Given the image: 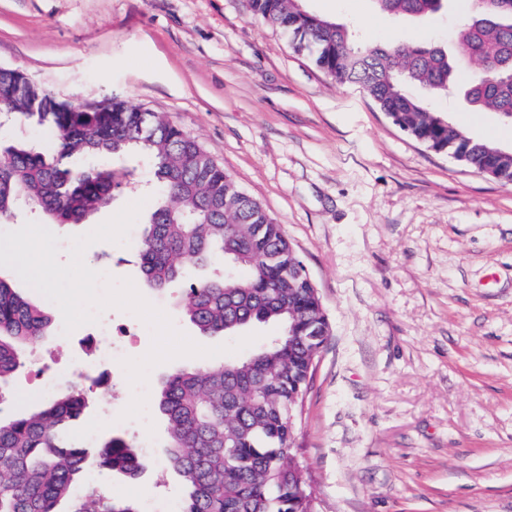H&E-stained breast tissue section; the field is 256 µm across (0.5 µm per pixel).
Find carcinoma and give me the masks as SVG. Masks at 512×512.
I'll return each instance as SVG.
<instances>
[{"mask_svg":"<svg viewBox=\"0 0 512 512\" xmlns=\"http://www.w3.org/2000/svg\"><path fill=\"white\" fill-rule=\"evenodd\" d=\"M397 16H434L447 0H374ZM456 29L455 54L433 43H355L349 28L306 10L303 0H249L251 12L288 36L336 83L370 96L403 130L429 148L512 185V150L475 139L432 109L417 89L462 91L475 110L512 120V0H474ZM479 66L466 84L458 60ZM7 123L52 130L55 152L16 140L0 159V222L20 202L51 224H81L122 189L127 172L76 166L130 152L153 169L159 203L139 243L148 288H164L188 267L219 258L236 269L190 284L185 317L205 336L232 335L254 324L280 332L247 356L169 375L158 395L167 421L166 453L182 477L181 512H310L308 474L291 459L296 417L315 351L329 334L315 285L280 225L183 129L158 112L114 101L102 112H71L66 103L0 68V109ZM51 319L0 277V385L24 363L26 345L48 335ZM87 408L77 390L0 424V512H140L130 500L75 495L90 466L133 481L144 469L138 448L122 438L87 446L66 438Z\"/></svg>","mask_w":512,"mask_h":512,"instance_id":"obj_1","label":"carcinoma"}]
</instances>
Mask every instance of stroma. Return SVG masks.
<instances>
[{
    "mask_svg": "<svg viewBox=\"0 0 512 512\" xmlns=\"http://www.w3.org/2000/svg\"><path fill=\"white\" fill-rule=\"evenodd\" d=\"M310 12L345 23L372 42L453 46L461 10L396 18L372 0H305ZM21 71L63 101L121 100L164 114L193 136L258 200L300 254L330 325L294 434L293 460L308 470L317 512H512V186L468 168L395 125L372 98L337 84L248 0H0V67ZM469 135L512 149V120L470 109L460 96L431 99ZM134 183L83 224H54L58 259L127 204L156 196L148 161L113 159ZM89 246V268L109 266L140 285L176 329L204 347L178 306L185 286L143 287L137 244ZM50 315L51 334L31 342L26 364L0 388V421L41 404L37 383H55L91 353L94 324L60 343L56 304L0 269ZM102 321L130 325L93 379L79 381L82 440L99 417L101 439L135 443L146 463L134 482L116 475L76 491L135 499L178 512L182 479L163 444L155 405L168 374L202 365L181 357L131 384L121 364L150 349L149 327L131 312Z\"/></svg>",
    "mask_w": 512,
    "mask_h": 512,
    "instance_id": "obj_1",
    "label": "stroma"
}]
</instances>
